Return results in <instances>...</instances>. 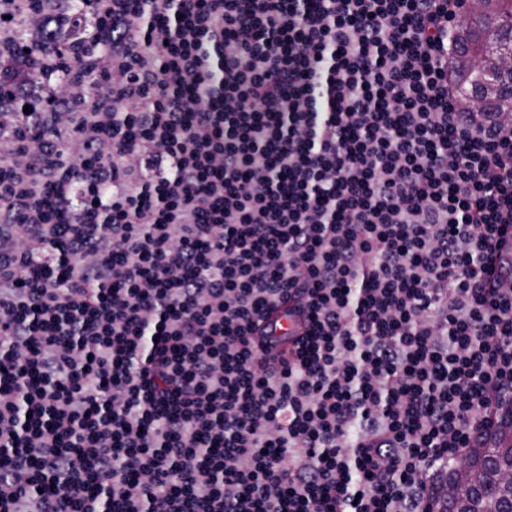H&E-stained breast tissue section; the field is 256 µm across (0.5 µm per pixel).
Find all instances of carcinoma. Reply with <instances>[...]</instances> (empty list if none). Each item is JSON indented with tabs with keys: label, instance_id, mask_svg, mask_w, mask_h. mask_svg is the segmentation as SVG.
I'll list each match as a JSON object with an SVG mask.
<instances>
[{
	"label": "carcinoma",
	"instance_id": "obj_1",
	"mask_svg": "<svg viewBox=\"0 0 512 512\" xmlns=\"http://www.w3.org/2000/svg\"><path fill=\"white\" fill-rule=\"evenodd\" d=\"M508 0H484V12L470 25L454 32L450 61L452 83L464 107L482 99L483 112H512V72L500 69L501 59L512 53V26L484 20L491 11L505 15ZM512 414L493 426L483 441L466 450L462 464L435 478L437 512H512Z\"/></svg>",
	"mask_w": 512,
	"mask_h": 512
}]
</instances>
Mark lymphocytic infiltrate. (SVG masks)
I'll list each match as a JSON object with an SVG mask.
<instances>
[{"instance_id": "1", "label": "lymphocytic infiltrate", "mask_w": 512, "mask_h": 512, "mask_svg": "<svg viewBox=\"0 0 512 512\" xmlns=\"http://www.w3.org/2000/svg\"><path fill=\"white\" fill-rule=\"evenodd\" d=\"M463 3L0 0V512H432L512 404Z\"/></svg>"}]
</instances>
